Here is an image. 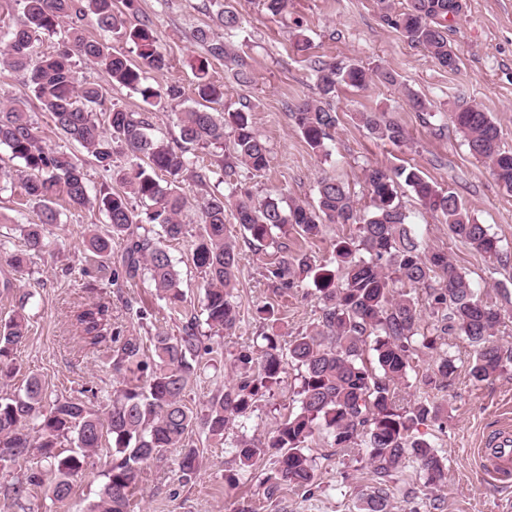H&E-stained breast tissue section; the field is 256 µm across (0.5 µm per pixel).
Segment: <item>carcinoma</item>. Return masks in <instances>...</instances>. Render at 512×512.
<instances>
[{
	"instance_id": "cac0c4a2",
	"label": "carcinoma",
	"mask_w": 512,
	"mask_h": 512,
	"mask_svg": "<svg viewBox=\"0 0 512 512\" xmlns=\"http://www.w3.org/2000/svg\"><path fill=\"white\" fill-rule=\"evenodd\" d=\"M13 3L22 5L24 19L0 33L4 44L0 63L30 72L32 92L57 130L67 141L86 149L120 185L118 190L99 192L110 232L91 236L87 250L95 254L100 266L112 264L114 284L120 280L134 283L149 274L156 295L179 317L181 329L177 336L159 333L151 337L153 358L149 359L141 337L126 336L112 324L111 303L99 300L77 307L75 338L90 349L108 346L112 369L123 377L122 387L104 413L78 398H57L48 408L45 383L36 375L29 376L24 393L0 397V449L10 451V457H0V470L38 454L52 474L47 487L50 498L63 504L70 498L86 458L104 448L112 460L90 512H129L144 462L180 448L179 470L184 479H191L200 467L198 450L188 442L194 428L221 440L235 424L245 427L256 397L277 386L286 366L291 365L300 376L297 411L289 414L267 441L242 434L233 443L242 470L258 457H276L275 469L263 479L267 498L288 486L307 492L317 486L310 448L319 435L341 451L364 449L366 464L377 477L364 512H389L386 483L408 460L418 465L425 484L438 487L447 482L446 457L419 432L421 426L441 420L445 409L426 400L404 406L397 387L408 378L413 352L436 349L446 335L462 337L474 347L471 380L480 383L501 374L512 363V351L503 350L495 340L507 311L484 301L448 254L425 247L412 236L398 189L403 184L410 187L426 210L442 218L454 238L491 264L503 265L508 254L487 225L480 223L454 192L442 189L419 169L404 165L365 169L370 194L365 210L356 206L349 188L335 179L319 183L315 205L293 200L284 205L272 196L257 203L248 190L234 184L226 193L206 190L192 198L183 187L185 180L205 187L212 174L230 178L238 167L258 172L268 166L269 148L252 124L251 104L241 102L222 111L190 107L172 113L180 134L176 146L150 133L147 112L114 108L103 126L96 108L104 103V89L78 81L75 56L96 63L112 82L138 93L150 110L182 96L177 85L163 88L145 82L148 71L168 66L151 26L146 22L128 26L124 13L114 9V0H0V9ZM378 3L387 26L424 48L442 67L452 72L459 69L460 57L448 44V23L461 14L455 0H407L400 11L393 10L390 0ZM89 20L99 30L130 41L138 62L112 53L107 43L88 36ZM62 28L64 48L32 61L35 42ZM196 38L207 45L209 56L234 65L238 80L249 79L247 62L223 40L204 30L198 31ZM191 67L197 78V96L206 103H220L224 87L208 77V60L198 59ZM310 69L319 99L303 100L288 112L310 149L324 155L328 154L326 141L336 128L337 115L330 101L339 87L364 89L375 82L397 83L389 69H367L356 63L338 67L315 58L310 60ZM448 116L471 155L512 194V150L501 145L498 123L490 113L470 104ZM357 120L376 139L398 147L407 141L400 125L376 112H359ZM226 133L233 137V160L206 164L189 153L191 146L223 145ZM0 146L24 163L22 188L37 204L40 223L18 228L28 251L39 254L48 246L44 226L58 223L59 197H66L76 209L92 203L88 179L69 149L48 150L42 145L38 128L20 101L0 104ZM121 156L130 158L129 165L116 164ZM165 176L169 180H163ZM133 199L142 209L133 207ZM192 199L201 214L194 229L180 221ZM229 217L252 240L275 247L270 273L276 287L286 290L313 281L320 315L286 348L277 336L267 334L262 336L261 346L241 350L234 360L241 369L239 378L212 396L204 413L198 415L184 403V396L210 349L203 345L199 315L183 309L180 278L166 241L192 237L193 262L205 276V323L229 333L238 321L234 289L240 260L238 243L227 233ZM327 224H348L356 229V235L337 244L330 259L336 264L334 272L327 264L291 251L281 242L291 228L313 238ZM114 243L118 248L112 247ZM6 265L13 277L1 280L0 287L9 290L24 274L26 257L12 253ZM416 288L425 289L424 307L412 294ZM425 309L431 322L423 332L420 322ZM27 333L28 321L20 312L0 324L1 382L14 376L16 351ZM370 354L372 362L368 361ZM457 371L456 358L440 357L425 384L447 387ZM70 439L76 449L64 456L58 448ZM43 482L40 468H27L13 484V504L27 496L29 487Z\"/></svg>"
}]
</instances>
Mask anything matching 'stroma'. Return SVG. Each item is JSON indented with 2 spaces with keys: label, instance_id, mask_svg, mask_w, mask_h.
<instances>
[{
  "label": "stroma",
  "instance_id": "stroma-1",
  "mask_svg": "<svg viewBox=\"0 0 512 512\" xmlns=\"http://www.w3.org/2000/svg\"><path fill=\"white\" fill-rule=\"evenodd\" d=\"M465 3L448 30V41L461 59L455 72L441 67L422 47L385 25L377 0H289L287 11L279 15L268 12L262 0H134L126 18L131 26L149 23L169 61L167 70L149 73V82L175 84L182 89L181 98L151 118L154 134L172 143L178 141L179 131L171 113L197 100L189 62L208 57L205 45L194 38L196 30L206 29L224 38L247 58L252 76L247 84L234 78L224 60L208 59L211 80L224 87L225 104L251 102L255 128L270 150L265 170L238 172L239 181L254 198L273 195L286 202L312 204L321 179L330 177L348 185L362 208L370 203L364 181L366 166L411 165L438 186L454 191L473 209L479 222L490 226L503 248L512 252V195L502 190L486 166L469 153L454 128L442 126L443 112L477 103L492 113L504 147L512 149V0ZM228 4L238 11L241 24L227 33L220 28L218 16ZM299 31L310 41L308 51L295 47ZM315 56L366 67L381 65L398 77L394 86L375 84L364 90L340 87L334 101L338 123L325 156L312 152L286 111L287 104L316 97V82L309 67L310 58ZM74 69L79 81L105 89L103 111L115 107L144 111L138 94L113 84L92 62L76 59ZM407 88L430 102L432 116L409 109L403 96ZM15 99L26 102L43 145H64V138L33 96L26 74L0 67V103ZM359 111L378 112L401 125L409 137L407 145L398 147L373 138L358 124L355 114ZM7 168L8 176L0 178V212L13 222L1 226L0 233L9 235L13 248L20 249L24 240L18 227L38 223L39 210L22 194V161H10ZM399 200L419 241L447 252L484 299L503 307L512 305V262L491 267L483 256L454 239L447 225L424 210L408 187L400 188ZM58 209L60 221L47 226L48 247L34 256L30 274L18 281L16 288L0 289V323L19 310L29 318L28 336L17 351L20 370L8 386L0 387V396L19 391L32 374L45 381L52 399L86 400L91 391L106 395L117 389L119 379L109 367V349L91 352L82 349L73 337L70 313L79 303L110 299L113 323L133 336L148 337L158 330L175 336L181 329L165 302L156 297L148 278L122 288L112 286L110 269L100 268L97 258L86 249V236L109 231L98 206L75 209L62 202ZM229 229L239 237L241 257L235 290L238 323L233 335L212 336L214 363L202 370L186 393V405L198 413L205 410L212 394L234 379L230 364L241 349L270 331L279 334L281 342H288L319 315L313 285L305 283L281 292L268 278L275 260L273 248L241 238L237 224H230ZM352 232V227L342 224L327 225L323 234L313 239L292 231L288 245L323 261L331 258L337 242ZM167 250L181 275L186 308L200 309L203 278L192 262L189 239L170 241ZM128 301L148 310L147 323L127 314L124 304ZM264 304L277 310L276 325L256 316V308ZM444 354L457 360L455 381L448 388L427 389L423 380L437 357ZM472 356V347L458 338L443 341L435 351L413 355V370L407 383L400 386L399 395L408 403L427 399L445 406L444 419L425 427L424 432L446 456L448 480L432 489L419 480L412 466L402 467L388 482L390 512H434L432 502L437 498L443 502L441 512H512V482L487 479L475 454L482 439L503 419L512 417V364L499 376L476 383L466 371ZM298 386L295 367H287L280 385L257 401L246 423L247 437H271L277 423L296 411ZM192 439L201 454L196 475L182 478L176 448L164 459L144 463L130 512H362L365 498L376 485L361 452L335 450L320 438L311 450L319 488L305 492L288 487L269 499L262 481L275 466L272 457L257 458L248 471L240 473L233 449L199 432L193 433ZM109 461L103 451L87 458L72 496L63 506L50 500L43 485L30 488L24 508L12 506L9 487L23 470L17 466L0 470V512H88L102 487Z\"/></svg>",
  "mask_w": 512,
  "mask_h": 512
}]
</instances>
